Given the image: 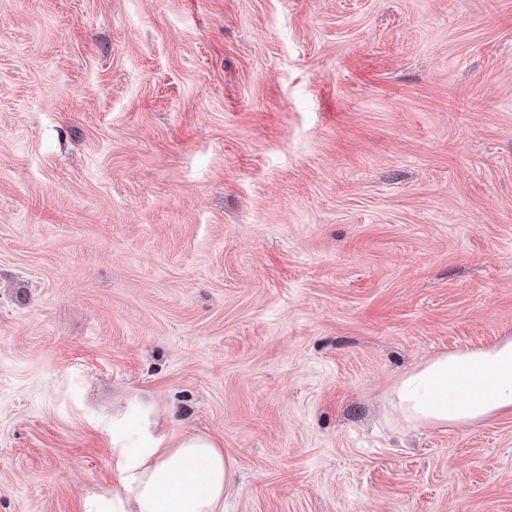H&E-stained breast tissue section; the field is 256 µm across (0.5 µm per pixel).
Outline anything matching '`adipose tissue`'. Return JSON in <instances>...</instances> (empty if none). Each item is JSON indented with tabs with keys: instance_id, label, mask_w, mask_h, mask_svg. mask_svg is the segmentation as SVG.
<instances>
[{
	"instance_id": "adipose-tissue-1",
	"label": "adipose tissue",
	"mask_w": 512,
	"mask_h": 512,
	"mask_svg": "<svg viewBox=\"0 0 512 512\" xmlns=\"http://www.w3.org/2000/svg\"><path fill=\"white\" fill-rule=\"evenodd\" d=\"M389 402L416 428L470 427L512 415V336L426 360L395 383ZM154 415L153 404L142 403L138 450L122 475L124 512H224L234 460L208 435L154 433Z\"/></svg>"
}]
</instances>
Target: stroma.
I'll use <instances>...</instances> for the list:
<instances>
[{
    "mask_svg": "<svg viewBox=\"0 0 512 512\" xmlns=\"http://www.w3.org/2000/svg\"><path fill=\"white\" fill-rule=\"evenodd\" d=\"M512 0H0V512H124L140 403L224 512H512ZM389 402L416 428L470 427L512 415V336L426 360L395 383Z\"/></svg>",
    "mask_w": 512,
    "mask_h": 512,
    "instance_id": "1",
    "label": "stroma"
}]
</instances>
